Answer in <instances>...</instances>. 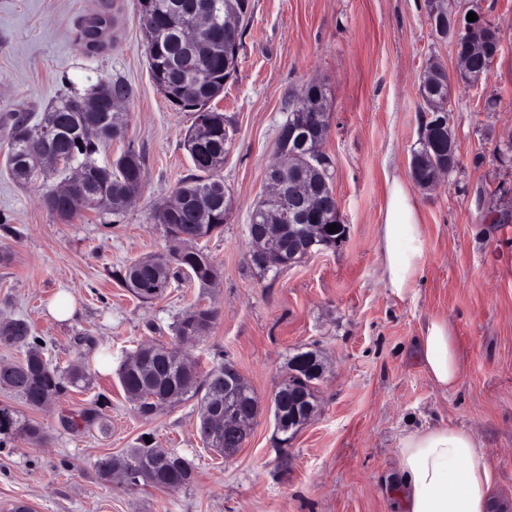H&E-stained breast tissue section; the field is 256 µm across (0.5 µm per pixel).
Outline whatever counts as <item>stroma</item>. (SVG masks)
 Listing matches in <instances>:
<instances>
[{
	"mask_svg": "<svg viewBox=\"0 0 512 512\" xmlns=\"http://www.w3.org/2000/svg\"><path fill=\"white\" fill-rule=\"evenodd\" d=\"M99 0H0V157L6 118L41 112L98 79L132 89L126 141L146 154L144 187L122 214L91 211L64 221L41 203L43 182L23 186L0 167V322L28 321L51 364L82 362L87 381L30 407L0 389V408L43 428L46 442L0 444V512H392L386 480L408 431H473L496 468L493 512H512V0H455L457 15L493 22L502 50L475 87L453 85L448 121L457 167L415 189L429 248L417 288L404 299L381 282L378 227L393 179L410 181L425 109L420 76L431 62L457 66L454 45L432 31L425 0H251L236 74L212 107L229 140L219 174L230 203L224 230L200 240L217 272L213 287L175 282L137 299L113 272L168 252L153 214L193 174L184 139L191 113L175 109L148 71L136 0H115L112 40L89 55L78 21ZM315 83L325 93L321 150L346 237L284 268L277 278L250 261L247 224L267 190L288 103ZM76 301L60 321L48 304ZM217 318L187 350L203 365L231 362L260 400L250 437L232 459L206 448L196 400L140 417L116 372L146 342L175 347L173 323L194 307ZM448 318L462 357L458 385L437 388L413 355L426 321ZM317 351L314 417L280 447L271 396L298 350ZM112 369H104V361ZM85 409L103 423L71 429ZM189 459L194 481L175 491L100 480L95 462L141 437Z\"/></svg>",
	"mask_w": 512,
	"mask_h": 512,
	"instance_id": "1",
	"label": "stroma"
}]
</instances>
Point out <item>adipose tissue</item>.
I'll return each mask as SVG.
<instances>
[{
    "mask_svg": "<svg viewBox=\"0 0 512 512\" xmlns=\"http://www.w3.org/2000/svg\"><path fill=\"white\" fill-rule=\"evenodd\" d=\"M378 241L384 287L395 297L407 296L424 267L428 244L417 205L402 181L390 184ZM415 357L435 385L456 387L462 361L447 318H430ZM398 458L391 494L401 512H491L495 470L474 432L455 427L410 431L399 441Z\"/></svg>",
    "mask_w": 512,
    "mask_h": 512,
    "instance_id": "1",
    "label": "adipose tissue"
}]
</instances>
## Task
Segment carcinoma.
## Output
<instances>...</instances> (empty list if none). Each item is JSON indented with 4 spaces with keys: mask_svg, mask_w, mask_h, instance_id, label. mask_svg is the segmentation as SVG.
Masks as SVG:
<instances>
[{
    "mask_svg": "<svg viewBox=\"0 0 512 512\" xmlns=\"http://www.w3.org/2000/svg\"><path fill=\"white\" fill-rule=\"evenodd\" d=\"M145 20V38L149 70L157 88L172 106L181 111L198 113L224 91V83L235 72V59L241 47L243 30L237 27L232 32L224 31V15L234 14L238 22L248 19L250 0H197L198 6L213 13L218 24L211 28L198 27L189 16L182 15L183 0H138ZM111 2L103 0L102 9L86 18L76 41L89 52L103 46V38L112 29V15L108 11ZM469 40L488 44L494 48L498 42L497 30L486 26L472 31L461 32V42ZM424 101H436L438 110L448 111V85L420 86ZM132 96L131 87L122 79H99L86 95L72 94L61 97L47 112L37 117L28 112L11 116L8 130L9 152L5 169L18 182L28 183L54 171L68 181L74 170L81 168L85 176L78 187L76 197H51L53 190L42 196L44 206L62 218H71L83 211L116 213L127 206V196L141 190L144 179L145 156L130 146L115 161L102 165L98 161L100 149L114 139L127 134L129 126L125 105ZM324 94L316 84L307 85L297 97L288 103V116L282 123L301 129L309 140L292 150L288 149V132H278L276 147L292 151L293 170L300 176L320 182L325 189H331V175L323 170L314 155V140L327 132ZM217 122L211 126L192 123L187 142L204 143L206 161L199 163L190 157L197 174L186 179L176 190L183 197L185 205L166 218H160L167 205L160 206L154 213L156 221H165L176 231L197 239L210 236L224 226V181L216 172L224 164V115L215 113ZM93 127V134L85 128ZM41 149L59 154L61 165L44 167L36 163L35 154ZM137 275L133 293L142 299L162 295L171 282L185 274L199 286L213 285L216 273L210 258L201 251L177 255L164 254L159 264L135 269L130 263L114 272L115 278L129 286L132 275ZM212 322L206 311L192 310L175 327V337L181 338L187 329L193 327L204 333ZM39 337L33 335L30 325L23 319H13L0 324V342L25 349L24 359L9 365L0 364V370L7 367L10 373L0 376L7 389L19 394L26 403L38 408L43 400L65 393L70 387H77L84 380V373L74 366L62 370L43 359ZM138 354L145 359V373H128L119 370V382L126 394L139 393L141 403L137 405L140 416L150 418L154 399L170 392H177L172 403L193 398L200 406L199 434L207 447L220 453L231 447L226 441L208 438L205 430V414L209 404L224 399V365L219 361L202 371L195 365L187 366L181 360L157 358L150 349L142 347ZM312 350L299 351L289 358L288 373L279 383L278 399L273 401L274 411L288 415V393L297 384L298 377L292 374L299 361L313 357ZM240 406L257 417L259 400L255 392L243 389L238 392ZM15 431L33 441L44 440L41 427L26 420H20L7 408H0V434ZM118 466H132L146 475L142 483L158 489L175 490L192 482L193 466L190 461L175 455L160 467L154 448L143 442L130 448L122 456H103L95 463L98 476L107 479L109 470Z\"/></svg>",
    "mask_w": 512,
    "mask_h": 512,
    "instance_id": "1",
    "label": "carcinoma"
}]
</instances>
